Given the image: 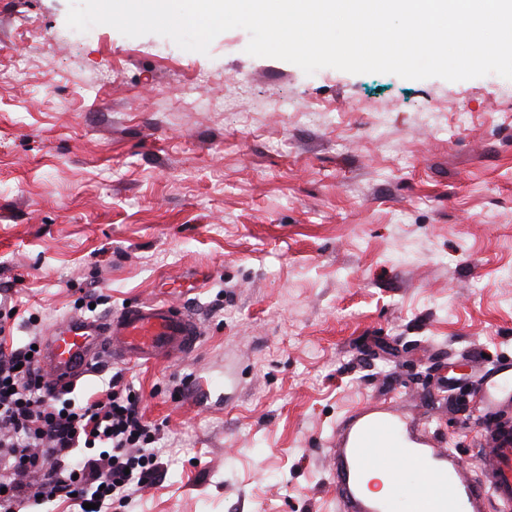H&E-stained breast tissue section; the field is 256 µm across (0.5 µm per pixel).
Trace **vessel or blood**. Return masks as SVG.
Masks as SVG:
<instances>
[{
    "instance_id": "obj_1",
    "label": "vessel or blood",
    "mask_w": 512,
    "mask_h": 512,
    "mask_svg": "<svg viewBox=\"0 0 512 512\" xmlns=\"http://www.w3.org/2000/svg\"><path fill=\"white\" fill-rule=\"evenodd\" d=\"M201 330L185 308L165 301L124 307L109 316L72 315L57 324L40 348L39 368L51 387L62 389L89 375L92 362L111 354L122 362L152 363L195 350ZM479 400L487 412L512 402V362L484 371ZM409 428L390 407L377 404L353 415L337 429L332 450V485L339 512H484L496 500L500 512H512V432L492 434V446L477 463L484 478L476 480L461 467L454 452L425 442L403 448ZM418 473L419 492L404 496L392 485L382 498L368 496L364 473H396L400 466Z\"/></svg>"
}]
</instances>
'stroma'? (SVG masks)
<instances>
[{
	"instance_id": "1",
	"label": "stroma",
	"mask_w": 512,
	"mask_h": 512,
	"mask_svg": "<svg viewBox=\"0 0 512 512\" xmlns=\"http://www.w3.org/2000/svg\"><path fill=\"white\" fill-rule=\"evenodd\" d=\"M69 4L0 0L5 334L91 301L202 328L77 384L121 373L162 437L163 472L112 512H338L336 429L383 400L472 467L512 420L476 391L512 361V80L309 75L242 29L205 54L108 25L71 44ZM199 76L213 109L183 94Z\"/></svg>"
}]
</instances>
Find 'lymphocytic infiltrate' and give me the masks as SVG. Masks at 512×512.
I'll list each match as a JSON object with an SVG mask.
<instances>
[{
  "label": "lymphocytic infiltrate",
  "instance_id": "f902f5d3",
  "mask_svg": "<svg viewBox=\"0 0 512 512\" xmlns=\"http://www.w3.org/2000/svg\"><path fill=\"white\" fill-rule=\"evenodd\" d=\"M31 351L0 339V512L27 498L109 512L153 483L162 468L159 434L119 377L104 398L78 401L46 390Z\"/></svg>",
  "mask_w": 512,
  "mask_h": 512
}]
</instances>
